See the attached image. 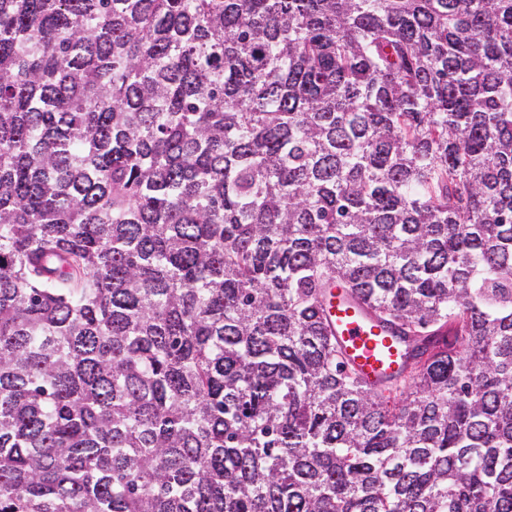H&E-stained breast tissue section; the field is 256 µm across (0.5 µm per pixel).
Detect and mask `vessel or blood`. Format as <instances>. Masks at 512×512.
I'll list each match as a JSON object with an SVG mask.
<instances>
[{"label":"vessel or blood","instance_id":"vessel-or-blood-1","mask_svg":"<svg viewBox=\"0 0 512 512\" xmlns=\"http://www.w3.org/2000/svg\"><path fill=\"white\" fill-rule=\"evenodd\" d=\"M326 313L336 327V341L349 365L366 383H378L402 368L406 360L403 341L371 315L359 311L353 300L333 298L326 305Z\"/></svg>","mask_w":512,"mask_h":512}]
</instances>
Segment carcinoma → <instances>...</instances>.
<instances>
[{
    "label": "carcinoma",
    "mask_w": 512,
    "mask_h": 512,
    "mask_svg": "<svg viewBox=\"0 0 512 512\" xmlns=\"http://www.w3.org/2000/svg\"><path fill=\"white\" fill-rule=\"evenodd\" d=\"M0 512H512V0H0ZM326 313L336 326V341L349 365L366 383L376 384L402 368L407 352L403 341L359 311L352 299L332 298Z\"/></svg>",
    "instance_id": "cac0c4a2"
}]
</instances>
